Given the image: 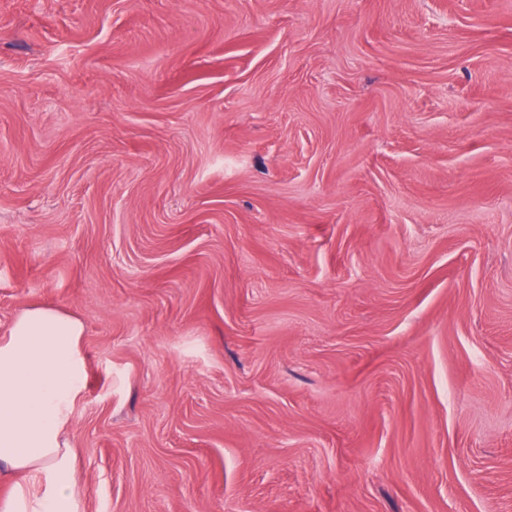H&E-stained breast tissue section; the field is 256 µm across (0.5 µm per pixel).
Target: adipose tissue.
Masks as SVG:
<instances>
[{
    "instance_id": "ef3b65f1",
    "label": "adipose tissue",
    "mask_w": 512,
    "mask_h": 512,
    "mask_svg": "<svg viewBox=\"0 0 512 512\" xmlns=\"http://www.w3.org/2000/svg\"><path fill=\"white\" fill-rule=\"evenodd\" d=\"M81 322L29 308L0 342V512H81L64 431L83 390Z\"/></svg>"
}]
</instances>
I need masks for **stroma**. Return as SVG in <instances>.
<instances>
[{
  "label": "stroma",
  "instance_id": "obj_1",
  "mask_svg": "<svg viewBox=\"0 0 512 512\" xmlns=\"http://www.w3.org/2000/svg\"><path fill=\"white\" fill-rule=\"evenodd\" d=\"M32 307L82 512H512V0H0Z\"/></svg>",
  "mask_w": 512,
  "mask_h": 512
}]
</instances>
